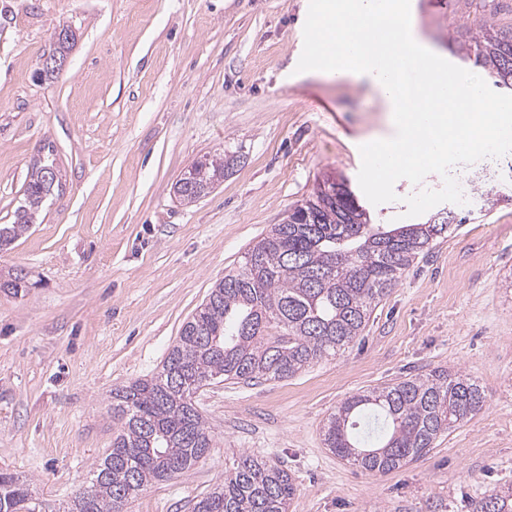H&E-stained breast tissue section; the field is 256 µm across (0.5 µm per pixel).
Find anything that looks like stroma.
Segmentation results:
<instances>
[{
  "label": "stroma",
  "instance_id": "stroma-1",
  "mask_svg": "<svg viewBox=\"0 0 512 512\" xmlns=\"http://www.w3.org/2000/svg\"><path fill=\"white\" fill-rule=\"evenodd\" d=\"M421 35L470 70L479 23L512 29V0H415ZM309 0H0V224L14 221L35 158L62 191L0 249L27 292L0 293V470L63 512L112 446V388L157 373L224 274L317 184L357 187L359 148L384 134L366 89L296 73ZM77 43L39 74L60 25ZM230 155L191 204L173 193L198 157ZM370 206L399 224L405 197ZM466 222L407 270L340 355L294 377L202 388L209 456L152 483L127 512H191L239 453L287 466L288 512H469L512 484V153L477 179ZM434 369L478 381L488 403L424 457L387 475L325 447L347 397Z\"/></svg>",
  "mask_w": 512,
  "mask_h": 512
}]
</instances>
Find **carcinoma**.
<instances>
[{"label": "carcinoma", "instance_id": "1", "mask_svg": "<svg viewBox=\"0 0 512 512\" xmlns=\"http://www.w3.org/2000/svg\"><path fill=\"white\" fill-rule=\"evenodd\" d=\"M475 62L497 87L512 91V32L480 24ZM235 158L204 155L174 184L191 203L211 192ZM54 161L40 159L24 187L13 224L0 225V246L33 223L45 199L61 187L47 181ZM324 206L307 199L309 223L274 224L241 266L224 275L186 321L155 375L112 390L119 428L112 448L93 470L92 485L65 512H116L152 483L187 473L213 447L195 395L215 380H282L337 355L362 336L377 303L397 285L432 242L448 233L442 223L384 228L370 223L364 205L344 181L327 184ZM28 287L23 271L0 276V292ZM487 405L478 381L434 370L346 398L329 415L324 444L358 471L387 474L427 455L437 439ZM295 492L288 471L243 452L224 471V483L198 498L193 512H288ZM470 512H512V485L473 500ZM0 512H38L26 484L0 471Z\"/></svg>", "mask_w": 512, "mask_h": 512}]
</instances>
